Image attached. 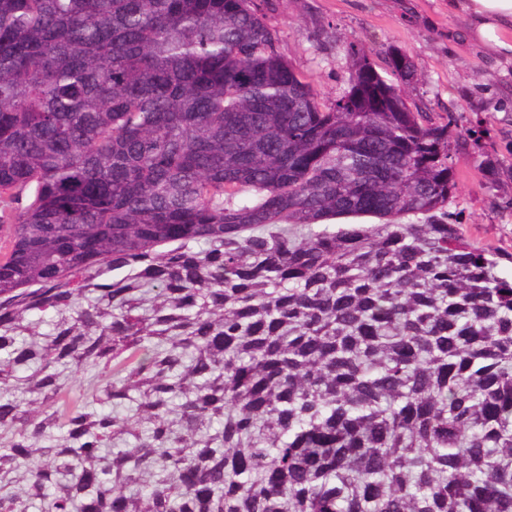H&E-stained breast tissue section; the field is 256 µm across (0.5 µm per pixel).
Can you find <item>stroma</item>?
Masks as SVG:
<instances>
[{
  "mask_svg": "<svg viewBox=\"0 0 512 512\" xmlns=\"http://www.w3.org/2000/svg\"><path fill=\"white\" fill-rule=\"evenodd\" d=\"M281 55L328 99L347 87L348 44L377 65L392 50L417 71L406 96L463 138L453 155L456 190L448 210L474 246L501 255L512 276V59L467 37L448 0H259Z\"/></svg>",
  "mask_w": 512,
  "mask_h": 512,
  "instance_id": "1",
  "label": "stroma"
}]
</instances>
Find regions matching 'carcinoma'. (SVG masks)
<instances>
[{
    "label": "carcinoma",
    "instance_id": "carcinoma-1",
    "mask_svg": "<svg viewBox=\"0 0 512 512\" xmlns=\"http://www.w3.org/2000/svg\"><path fill=\"white\" fill-rule=\"evenodd\" d=\"M347 56L325 102L257 0H0V512H512V277L414 60Z\"/></svg>",
    "mask_w": 512,
    "mask_h": 512
}]
</instances>
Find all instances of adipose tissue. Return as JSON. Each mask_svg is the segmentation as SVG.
<instances>
[{
  "mask_svg": "<svg viewBox=\"0 0 512 512\" xmlns=\"http://www.w3.org/2000/svg\"><path fill=\"white\" fill-rule=\"evenodd\" d=\"M448 8L467 16L476 40L512 57V0H448Z\"/></svg>",
  "mask_w": 512,
  "mask_h": 512,
  "instance_id": "obj_1",
  "label": "adipose tissue"
}]
</instances>
